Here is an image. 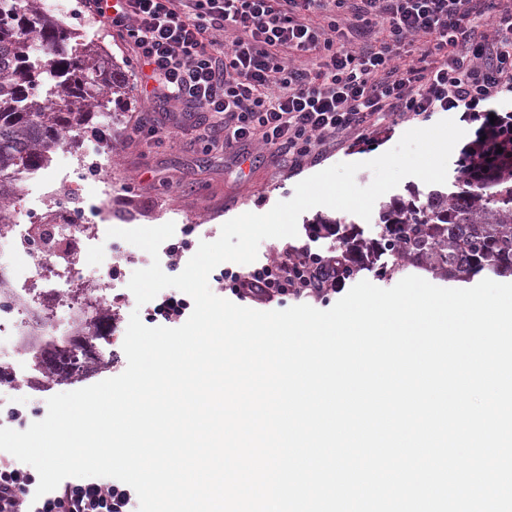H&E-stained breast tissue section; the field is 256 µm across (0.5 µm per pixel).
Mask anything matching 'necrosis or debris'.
<instances>
[{"label": "necrosis or debris", "mask_w": 512, "mask_h": 512, "mask_svg": "<svg viewBox=\"0 0 512 512\" xmlns=\"http://www.w3.org/2000/svg\"><path fill=\"white\" fill-rule=\"evenodd\" d=\"M60 158L71 167L73 189L99 177L112 161L108 148L73 151L63 147ZM63 200L45 197L39 209L12 207L7 223L0 227V273L8 278L7 290L0 292V346L12 344L35 365L31 374L18 373L12 362L0 363V376L8 386L34 388L49 384L58 361L49 345L66 337L70 362L82 374L101 372L105 366L104 346L114 332L112 304L107 290L112 285V257L108 251L96 253L102 270L99 279L85 276L83 254H68L67 248L80 236H88L95 220L108 216L107 203L74 214L69 223H52ZM67 308L59 317L58 308Z\"/></svg>", "instance_id": "necrosis-or-debris-1"}]
</instances>
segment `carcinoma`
I'll list each match as a JSON object with an SVG mask.
<instances>
[{
  "instance_id": "cac0c4a2",
  "label": "carcinoma",
  "mask_w": 512,
  "mask_h": 512,
  "mask_svg": "<svg viewBox=\"0 0 512 512\" xmlns=\"http://www.w3.org/2000/svg\"><path fill=\"white\" fill-rule=\"evenodd\" d=\"M129 91L123 67L92 42L71 44L42 0H0V174L47 164L64 133L95 115L117 121L111 104ZM410 195L382 204L372 238L337 218H318L307 231L336 237V261L350 281L364 270L387 279L409 268L467 284L512 278V170L485 181L459 158L449 189ZM16 198L17 187L0 180V212Z\"/></svg>"
}]
</instances>
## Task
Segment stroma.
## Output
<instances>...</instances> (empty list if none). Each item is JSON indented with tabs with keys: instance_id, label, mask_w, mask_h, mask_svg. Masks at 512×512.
<instances>
[{
	"instance_id": "1",
	"label": "stroma",
	"mask_w": 512,
	"mask_h": 512,
	"mask_svg": "<svg viewBox=\"0 0 512 512\" xmlns=\"http://www.w3.org/2000/svg\"><path fill=\"white\" fill-rule=\"evenodd\" d=\"M65 23L82 39L98 40L107 55L123 62L131 82L129 100L114 129L112 163L101 174L100 183H109L112 189V214L103 226L131 229L174 223V240H188L189 246L174 257L160 251L161 268L172 276L182 272L200 242L219 237L226 221L246 212L262 214L277 202L290 200L298 182L332 165L364 164L393 148L411 128L406 122L368 142L330 150L320 162L305 166L295 175L289 172L286 157L273 155L258 139L249 145L244 161L233 162L211 136V128L221 125L222 119L210 112L184 117L182 128L174 130L171 138L158 140L134 130L135 118L148 112L154 113L159 123L169 121L166 107L150 97L154 86L150 68L140 66L134 48L92 19L85 9H78ZM100 183L85 186L79 206H86L98 195ZM319 216L336 219L340 213L323 206L303 212L298 218L296 237L288 241L270 238L260 243L258 263L276 259L288 244H308L319 251L334 246L331 238L310 240L306 226ZM101 244L109 250L118 269L108 293L116 321L128 324L135 312L143 323H150L151 304L137 305L128 288L132 273L150 265V255L119 238H105ZM48 398L45 392L0 388V427L26 430L46 417Z\"/></svg>"
}]
</instances>
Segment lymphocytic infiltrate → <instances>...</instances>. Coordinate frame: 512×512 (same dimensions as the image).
Here are the masks:
<instances>
[{
	"mask_svg": "<svg viewBox=\"0 0 512 512\" xmlns=\"http://www.w3.org/2000/svg\"><path fill=\"white\" fill-rule=\"evenodd\" d=\"M322 0H105L84 6L129 42L151 69L161 101L224 117V147L261 137L297 172L323 140L460 111L474 137L461 148L479 175L512 166V0H333L327 25L309 26ZM232 25L231 44L217 31ZM417 47L411 64L396 60ZM342 276L309 246L277 260L225 269L224 290L241 300L327 298ZM29 470L0 462V512H138L130 486L64 481L40 498Z\"/></svg>",
	"mask_w": 512,
	"mask_h": 512,
	"instance_id": "obj_1",
	"label": "lymphocytic infiltrate"
}]
</instances>
